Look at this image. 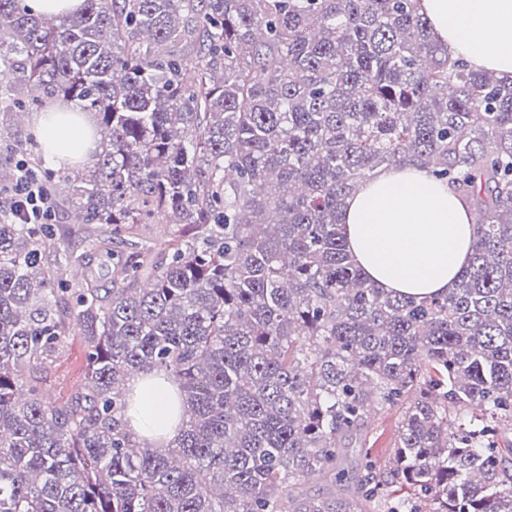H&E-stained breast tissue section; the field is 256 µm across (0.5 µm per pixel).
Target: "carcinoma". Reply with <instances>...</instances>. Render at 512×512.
Returning a JSON list of instances; mask_svg holds the SVG:
<instances>
[{
  "label": "carcinoma",
  "instance_id": "cac0c4a2",
  "mask_svg": "<svg viewBox=\"0 0 512 512\" xmlns=\"http://www.w3.org/2000/svg\"><path fill=\"white\" fill-rule=\"evenodd\" d=\"M49 100L101 139L73 177L0 128V188L22 161L51 206H0V512H512V81L449 60L413 0H0V112ZM402 164L476 213L447 295L376 287L338 224ZM159 215L156 260L137 228ZM100 256L111 287L70 283ZM70 335L85 379L48 403L38 367ZM155 371L174 444L130 430L126 382ZM379 404L404 407L398 444L358 475L344 441ZM37 15L62 16L83 4V0H24Z\"/></svg>",
  "mask_w": 512,
  "mask_h": 512
}]
</instances>
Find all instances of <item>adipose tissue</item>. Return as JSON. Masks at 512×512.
<instances>
[{"instance_id": "1", "label": "adipose tissue", "mask_w": 512, "mask_h": 512, "mask_svg": "<svg viewBox=\"0 0 512 512\" xmlns=\"http://www.w3.org/2000/svg\"><path fill=\"white\" fill-rule=\"evenodd\" d=\"M434 38L451 58L512 80V0H417ZM45 156L68 167L88 158L94 120L74 105H53L34 120ZM339 222L366 276L388 291L425 298L456 287L468 265L474 215L447 182L415 166L377 170L347 198ZM131 391L141 407L132 420L139 439L177 440L175 387L155 375L136 377Z\"/></svg>"}]
</instances>
